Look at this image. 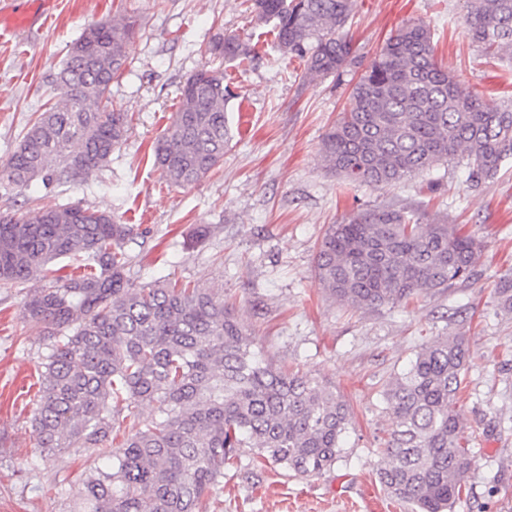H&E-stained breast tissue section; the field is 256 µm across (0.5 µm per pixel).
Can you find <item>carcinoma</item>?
<instances>
[{
    "mask_svg": "<svg viewBox=\"0 0 512 512\" xmlns=\"http://www.w3.org/2000/svg\"><path fill=\"white\" fill-rule=\"evenodd\" d=\"M272 25L277 47L303 63L302 81L352 62L347 25L355 0H245ZM469 39L486 57L512 50V0H463ZM136 21L119 16L86 28L17 150L0 167V197L39 180L58 187L104 166L130 129L110 99L128 62ZM201 53L242 66L250 43L223 34ZM224 70L204 66L184 80L179 106L157 138L154 163L166 183L190 187L224 163L231 144ZM327 170L348 184L390 188L455 161L481 188L512 160V104L465 92L435 57L430 29L408 22L386 39L353 86L348 108L322 137ZM140 226L74 205L0 214V283L44 278L61 258L78 276L27 295L23 319L46 341L31 420L39 457L91 448L73 512H200L243 448L298 476L345 457L354 428L342 396L265 360L224 296L169 279L129 277V243ZM484 244L444 218L374 207L327 226L314 278L329 297L361 309L394 308L468 282ZM512 312V273L494 290ZM470 356L461 333L422 345L383 390L394 426L382 443L378 481L411 512H454L473 466L454 410ZM155 414L140 419L139 409ZM127 437L110 438L123 412Z\"/></svg>",
    "mask_w": 512,
    "mask_h": 512,
    "instance_id": "1",
    "label": "carcinoma"
}]
</instances>
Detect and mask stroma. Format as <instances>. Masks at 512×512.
I'll return each mask as SVG.
<instances>
[{
	"label": "stroma",
	"mask_w": 512,
	"mask_h": 512,
	"mask_svg": "<svg viewBox=\"0 0 512 512\" xmlns=\"http://www.w3.org/2000/svg\"><path fill=\"white\" fill-rule=\"evenodd\" d=\"M137 21L130 65L111 97L131 117L126 141L105 167L62 187L36 181L0 198V212L77 203L138 224L130 244L132 280L159 276L223 292L255 347L350 401L355 431L348 457L322 474L295 476L254 466L249 450L224 471L223 489L203 512H408L382 490L380 439L392 420L381 391L425 341L464 333L471 356L457 409L474 465L456 512H512V315L494 295L512 269V163L473 188L451 164L390 189L347 186L325 170L319 148L381 44L402 24L421 21L438 61L462 88L489 103L512 100V55L486 65L465 34L462 0H356L348 25L354 61L305 83L299 59L282 55L244 0H58L44 26L0 38V165L32 114L57 95L54 76L84 29L112 16ZM236 33L255 44L246 71L224 64L233 94L234 139L221 167L197 185H167L152 147L170 123L188 74L206 63L199 49ZM447 217L484 242L473 279L408 307L343 306L316 286L314 259L327 225L371 207ZM25 288L0 287V512H71L94 454L66 448L38 460L30 427L45 341L22 319ZM68 496L59 497L56 484Z\"/></svg>",
	"instance_id": "35a3bbf8"
}]
</instances>
